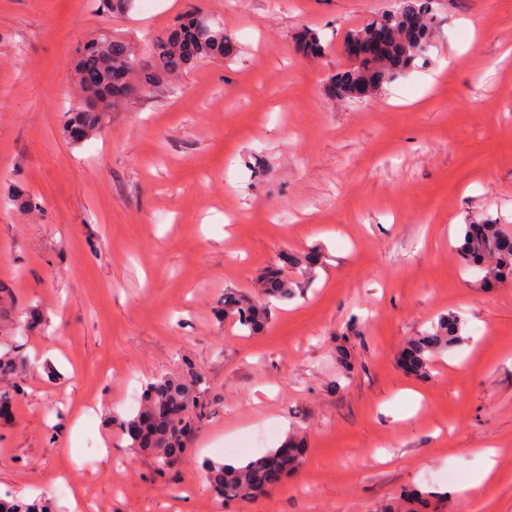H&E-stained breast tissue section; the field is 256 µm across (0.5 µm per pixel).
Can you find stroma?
Listing matches in <instances>:
<instances>
[{
    "label": "stroma",
    "instance_id": "1",
    "mask_svg": "<svg viewBox=\"0 0 512 512\" xmlns=\"http://www.w3.org/2000/svg\"><path fill=\"white\" fill-rule=\"evenodd\" d=\"M399 0H0V345L25 360L0 417V497L69 512H512V277L486 288L462 225L512 228V0H431L425 55L341 99L344 43ZM224 24L226 58L123 100L97 137L64 140L79 49L146 50L186 11ZM321 36L304 53L305 30ZM24 187L40 212L8 202ZM317 252L310 272L289 265ZM297 281L252 334L225 291ZM38 310L42 324L23 320ZM466 341L422 379L398 357L447 314ZM42 357L34 365L32 356ZM201 379L209 414L158 473L118 423L144 386ZM109 444L87 447V436ZM296 439L300 468L226 501L202 467ZM495 459L480 494L465 486ZM457 471L454 483L428 480Z\"/></svg>",
    "mask_w": 512,
    "mask_h": 512
}]
</instances>
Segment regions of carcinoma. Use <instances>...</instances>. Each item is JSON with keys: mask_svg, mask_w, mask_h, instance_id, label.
Masks as SVG:
<instances>
[{"mask_svg": "<svg viewBox=\"0 0 512 512\" xmlns=\"http://www.w3.org/2000/svg\"><path fill=\"white\" fill-rule=\"evenodd\" d=\"M429 4L430 0H406L400 10L379 16V20L395 28V38L383 57L371 64L375 70L373 90L400 77L401 70L429 47L433 26ZM228 50L224 26L198 10L182 15L171 28L157 36L145 59L135 44L123 39L101 37L86 43L76 64L85 99L66 116L62 126L64 137L73 143L84 142L107 122L109 113L90 107L91 98L110 97L116 103L137 90L185 72L198 61L222 57ZM12 201L23 214L40 210L39 203L22 189L14 191ZM457 251L466 266L478 269L485 276L502 280L512 275V232L503 224L486 220L479 235L473 234L471 225H463ZM260 287L270 297L286 299L291 295L293 281L276 270L261 278ZM268 312L265 303L235 292L224 293L223 316L232 318L244 329L261 330ZM462 340L461 322L452 313L413 338L408 349L417 363L415 376H427L434 357ZM19 364V347L0 352L1 377L13 376ZM199 387L200 378L193 374L187 379L151 382L142 392L143 406L134 416L119 422V429L130 445L151 450L161 471L181 462L186 438L206 416V407L196 396ZM278 452L279 449H272L239 467L209 463L206 479L224 499L247 501L271 488L269 465ZM0 512H52V507L41 499L30 502L0 498Z\"/></svg>", "mask_w": 512, "mask_h": 512, "instance_id": "obj_1", "label": "carcinoma"}]
</instances>
